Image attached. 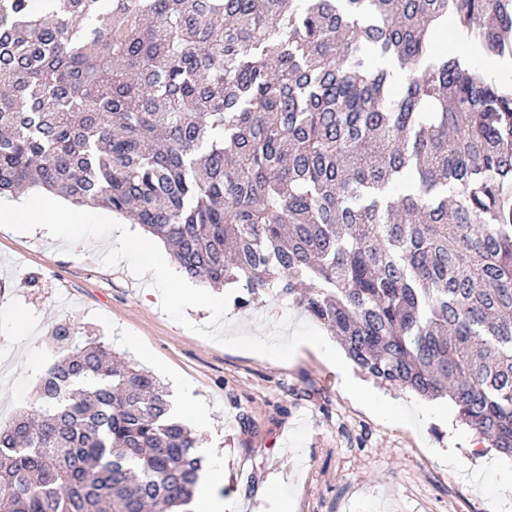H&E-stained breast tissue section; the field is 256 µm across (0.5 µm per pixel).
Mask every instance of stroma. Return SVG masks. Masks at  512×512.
I'll use <instances>...</instances> for the list:
<instances>
[{
	"mask_svg": "<svg viewBox=\"0 0 512 512\" xmlns=\"http://www.w3.org/2000/svg\"><path fill=\"white\" fill-rule=\"evenodd\" d=\"M137 255L112 227L83 234L0 224V423L35 406L68 325L157 377L173 411L199 407L205 462L236 512H497L512 501V460L459 422L450 400L376 386L336 366L334 336L272 296L238 309L225 288L202 303L149 304Z\"/></svg>",
	"mask_w": 512,
	"mask_h": 512,
	"instance_id": "1",
	"label": "stroma"
}]
</instances>
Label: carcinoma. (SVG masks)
Segmentation results:
<instances>
[{"instance_id": "obj_1", "label": "carcinoma", "mask_w": 512, "mask_h": 512, "mask_svg": "<svg viewBox=\"0 0 512 512\" xmlns=\"http://www.w3.org/2000/svg\"><path fill=\"white\" fill-rule=\"evenodd\" d=\"M502 59L512 0H0V195L128 215L512 458ZM37 399L0 427V512H190L199 440L149 372L75 344Z\"/></svg>"}]
</instances>
